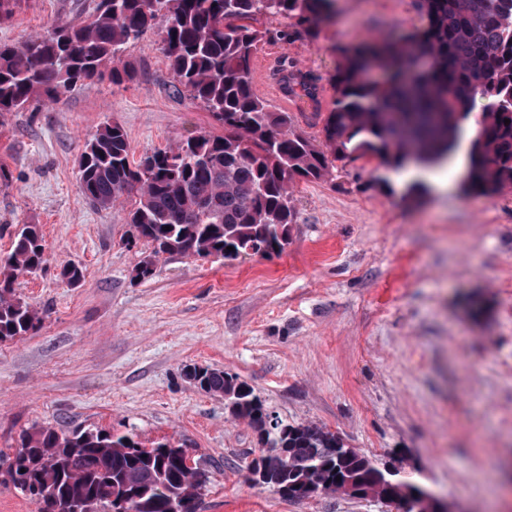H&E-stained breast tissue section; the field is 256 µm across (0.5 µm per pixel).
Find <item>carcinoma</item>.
Masks as SVG:
<instances>
[{
    "label": "carcinoma",
    "instance_id": "1",
    "mask_svg": "<svg viewBox=\"0 0 512 512\" xmlns=\"http://www.w3.org/2000/svg\"><path fill=\"white\" fill-rule=\"evenodd\" d=\"M27 2L0 0V25ZM334 6L335 0H94L88 11L18 45L0 43V117L55 103L79 83L132 80L123 62L127 46L165 21L161 50L177 82L224 134L191 136L137 162L124 128L106 121L79 156L80 188L94 206L109 210L124 197L135 199L131 237L153 246L135 268L137 280L151 278L162 255L281 253L294 221L291 184L325 178L345 158L374 156L393 171L411 159L429 168L448 161L467 134L464 189H512V0H420L421 25L407 37H373L343 51L334 108L312 116L321 125L316 143L293 128L290 113L270 111L255 93L252 62L267 36L260 19L286 17L293 31L283 39H313ZM370 66L385 71L386 80L362 78ZM282 72L285 90L314 93L309 78ZM478 96L482 112L468 130L464 122ZM44 262L38 225H23L0 259V343L38 329L42 318L16 297L13 284ZM185 375L224 396L253 430L261 448L249 466L256 483L295 501L300 490L347 496L352 488L390 499L398 512H415L412 493L420 484L395 483L336 433L280 419L251 387L220 369L191 365ZM1 456L4 483L36 512H201V464L168 441L147 444L133 432L102 427L68 434L32 427Z\"/></svg>",
    "mask_w": 512,
    "mask_h": 512
}]
</instances>
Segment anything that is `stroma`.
<instances>
[{
    "instance_id": "obj_1",
    "label": "stroma",
    "mask_w": 512,
    "mask_h": 512,
    "mask_svg": "<svg viewBox=\"0 0 512 512\" xmlns=\"http://www.w3.org/2000/svg\"><path fill=\"white\" fill-rule=\"evenodd\" d=\"M89 2L32 0L0 26V43ZM419 23V0H336L314 39L283 40L288 19L265 18L253 88L319 138L308 118L334 106L342 49ZM273 58L313 77L315 96L276 98L261 71ZM124 60L131 81L79 86L0 119V256L25 224L39 225L46 246L42 271L14 284L41 327L0 343V450L32 426L131 430L206 461L204 512H391L338 493L293 502L254 484V432L184 375L209 365L245 381L280 418L394 464L449 512H512V190L465 192L449 165L436 171L445 190L430 183L412 196L413 174L351 158L327 179L293 183L283 253L162 257L151 279H134L151 247L128 241L131 200L101 210L82 195L85 141L114 120L139 157L220 128L176 91L159 28ZM69 262L83 271L79 284L60 275Z\"/></svg>"
}]
</instances>
